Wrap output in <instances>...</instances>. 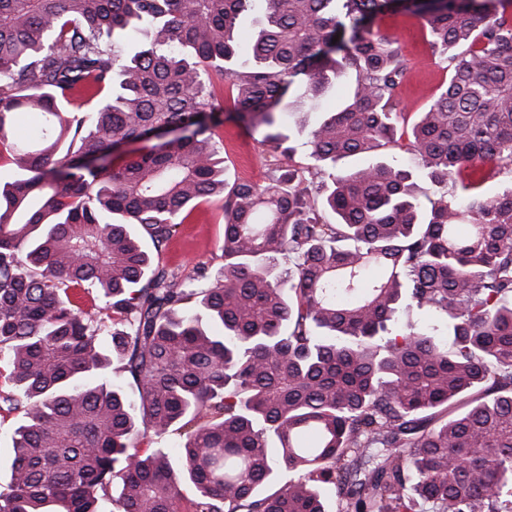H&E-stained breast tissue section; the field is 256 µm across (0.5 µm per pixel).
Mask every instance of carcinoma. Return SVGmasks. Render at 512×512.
<instances>
[{
    "label": "carcinoma",
    "mask_w": 512,
    "mask_h": 512,
    "mask_svg": "<svg viewBox=\"0 0 512 512\" xmlns=\"http://www.w3.org/2000/svg\"><path fill=\"white\" fill-rule=\"evenodd\" d=\"M502 6L0 0V157L22 172L0 183V410L22 415L0 512H327L325 486L336 512H512ZM388 12L422 21L448 73L413 116L397 41L374 29ZM337 82L349 95L309 121ZM226 111L262 132V186L225 179ZM23 112L42 122L19 137ZM292 122L311 124L301 168ZM476 168L507 188L484 193ZM210 200L224 264H155ZM79 288L99 292L112 350ZM412 305L448 334L389 327ZM140 431L178 435L175 455L132 445Z\"/></svg>",
    "instance_id": "1"
}]
</instances>
